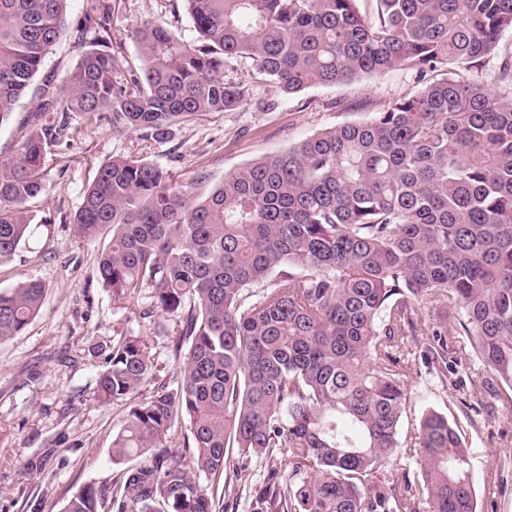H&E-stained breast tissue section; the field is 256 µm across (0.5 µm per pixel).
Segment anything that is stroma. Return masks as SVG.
I'll return each mask as SVG.
<instances>
[{"label": "stroma", "instance_id": "35a3bbf8", "mask_svg": "<svg viewBox=\"0 0 512 512\" xmlns=\"http://www.w3.org/2000/svg\"><path fill=\"white\" fill-rule=\"evenodd\" d=\"M111 36L132 68H139L132 37L144 20L174 24L185 40L194 37L183 0H109ZM87 0H69L71 26L47 54L41 76L64 81L83 50L73 30ZM401 67L346 83L318 85L283 95L264 79H255V103L233 112L206 114L174 126L168 139L152 143L149 160L207 195L225 175L264 156L287 150L313 134L345 122H362L398 99L434 81ZM32 95L18 103L0 126V155L11 156L28 137ZM79 132L70 147H51L45 162L47 191L31 210L51 230L0 263V288L41 280L47 292L38 316L20 335L0 342V512H62L81 487L110 486L118 465L112 461V437L125 415L119 403L100 401L96 381L112 336L133 332L144 337L160 369L159 380L174 381L177 364L168 337L153 322L139 319L115 302L97 277L103 240L77 239L70 221L98 165L117 155L140 151L135 132L116 129L109 114L87 122L74 117ZM415 336L406 345L405 366L411 399L401 424L413 434L430 409L457 420L471 453L479 512H512V404L494 402L491 414L468 423L461 405L480 384L485 370L474 357L464 359L458 385H449L426 354L434 343L439 314L416 308Z\"/></svg>", "mask_w": 512, "mask_h": 512}]
</instances>
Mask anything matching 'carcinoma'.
Returning a JSON list of instances; mask_svg holds the SVG:
<instances>
[{"mask_svg":"<svg viewBox=\"0 0 512 512\" xmlns=\"http://www.w3.org/2000/svg\"><path fill=\"white\" fill-rule=\"evenodd\" d=\"M196 37L136 25L141 72L109 38V6L90 0L87 45L62 84L47 80L31 134L0 157V263L39 225L49 146L70 116L160 143L195 116L253 100L251 71L286 95L408 66L448 76L365 122L341 123L224 176L206 196L145 158L98 166L72 220L109 237L97 273L112 298L176 319V385L148 397L156 365L140 336L112 339L98 397L125 404L109 487L85 486L63 512H235L215 507L242 477L233 454L266 460L256 512H478L457 423L420 421L422 483L398 459L408 404L400 343L416 305L442 309L436 335L466 338L512 389V92L464 77L512 29V0H184ZM68 0H0V126L68 26ZM249 69L225 74L233 61ZM36 279L0 289V341L37 316ZM189 423L184 459L166 443ZM212 486L200 483V476Z\"/></svg>","mask_w":512,"mask_h":512,"instance_id":"cac0c4a2","label":"carcinoma"}]
</instances>
